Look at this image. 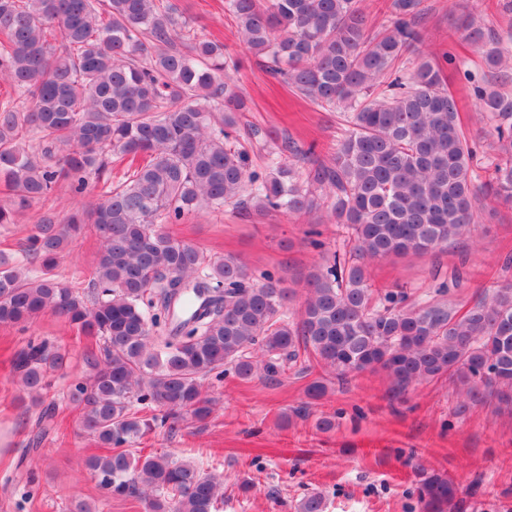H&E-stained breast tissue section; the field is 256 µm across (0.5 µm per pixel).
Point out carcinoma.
Instances as JSON below:
<instances>
[{
  "label": "carcinoma",
  "instance_id": "cac0c4a2",
  "mask_svg": "<svg viewBox=\"0 0 512 512\" xmlns=\"http://www.w3.org/2000/svg\"><path fill=\"white\" fill-rule=\"evenodd\" d=\"M423 0H391L387 23L367 26L356 0H224L240 40L309 102L343 111L348 130L325 160L301 172L274 144L251 167L233 139L247 100L230 82L237 60L190 28L172 0H0V224L53 201L64 186L94 204L59 219L50 211L13 253L0 251V324L50 312L101 341L65 405L105 452L87 466L109 494L147 512H218L224 482L190 459L137 454L132 444L183 413L213 411L206 382L231 373L275 380L304 358L344 382L382 371L400 396L448 378L459 415L488 403L512 415V285L464 312L448 283L416 298L372 287L367 263L437 254L472 233L479 194L512 203V95L476 85L500 159L484 178L459 120V100L435 59L406 65L421 39ZM486 68L512 67L505 40L472 19L460 25ZM128 161L112 180V163ZM330 203L351 243L301 278L257 274L236 256L208 255L163 228L228 204L258 218L310 214ZM91 231L90 273L63 263L71 234ZM67 350L30 340L14 370L43 402ZM423 512H456L457 488L419 474Z\"/></svg>",
  "mask_w": 512,
  "mask_h": 512
}]
</instances>
